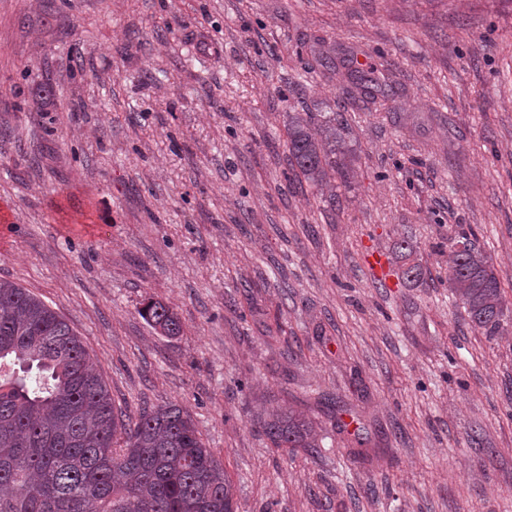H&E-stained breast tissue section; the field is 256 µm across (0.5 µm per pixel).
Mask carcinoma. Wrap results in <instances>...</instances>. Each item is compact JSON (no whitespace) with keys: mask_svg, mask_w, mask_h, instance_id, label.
Masks as SVG:
<instances>
[{"mask_svg":"<svg viewBox=\"0 0 512 512\" xmlns=\"http://www.w3.org/2000/svg\"><path fill=\"white\" fill-rule=\"evenodd\" d=\"M337 115L288 113L293 177L336 197L348 154ZM475 232L451 245L448 283L469 324L494 335L504 320L501 283ZM407 282L422 278L412 250L397 246ZM139 315L167 336L182 331L166 303ZM0 512H235L232 481L176 404L131 416L115 411L89 353L70 325L42 300L0 280ZM274 448L319 447L313 422L293 410L261 423Z\"/></svg>","mask_w":512,"mask_h":512,"instance_id":"cac0c4a2","label":"carcinoma"}]
</instances>
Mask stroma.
<instances>
[{"instance_id": "1", "label": "stroma", "mask_w": 512, "mask_h": 512, "mask_svg": "<svg viewBox=\"0 0 512 512\" xmlns=\"http://www.w3.org/2000/svg\"><path fill=\"white\" fill-rule=\"evenodd\" d=\"M352 70L375 102L343 107ZM302 110L343 113L335 197L292 177ZM469 229L493 336L448 284ZM0 279L117 410L188 412L238 512H512V0H0ZM288 407L316 452L263 435ZM473 237V239H472ZM475 232H462L451 245L448 283L474 329L490 336L505 317L501 283L485 253L474 242ZM396 249H398L400 259L403 262L399 267L401 271V278L407 282L419 281L423 275L421 265L417 262H407L410 261V257L412 256L410 244L406 240L401 241L398 243ZM139 315L166 336H179L182 324L178 315L166 303L150 299L138 311Z\"/></svg>"}]
</instances>
